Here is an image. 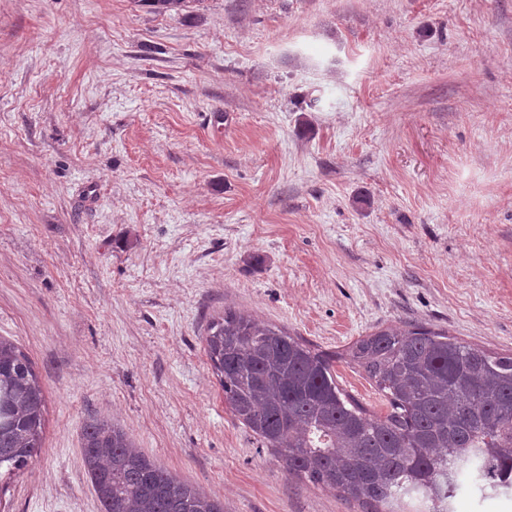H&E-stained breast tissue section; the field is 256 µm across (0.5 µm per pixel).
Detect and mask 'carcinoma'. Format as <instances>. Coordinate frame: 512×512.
Returning <instances> with one entry per match:
<instances>
[{"label":"carcinoma","mask_w":512,"mask_h":512,"mask_svg":"<svg viewBox=\"0 0 512 512\" xmlns=\"http://www.w3.org/2000/svg\"><path fill=\"white\" fill-rule=\"evenodd\" d=\"M137 2L158 12L186 6ZM205 343L224 402L291 476L368 512H452L463 471L483 494L512 493V353L410 324L328 354L232 309L210 320ZM339 359L372 383L387 413H369L340 388ZM44 408L31 360L0 337V469L38 456ZM81 451L103 512H224L100 417L85 423Z\"/></svg>","instance_id":"obj_1"}]
</instances>
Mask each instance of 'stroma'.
Returning a JSON list of instances; mask_svg holds the SVG:
<instances>
[{
	"instance_id": "35a3bbf8",
	"label": "stroma",
	"mask_w": 512,
	"mask_h": 512,
	"mask_svg": "<svg viewBox=\"0 0 512 512\" xmlns=\"http://www.w3.org/2000/svg\"><path fill=\"white\" fill-rule=\"evenodd\" d=\"M228 308L512 351V0H0V336L46 398L0 512H101L94 415L224 512H361L225 404Z\"/></svg>"
}]
</instances>
